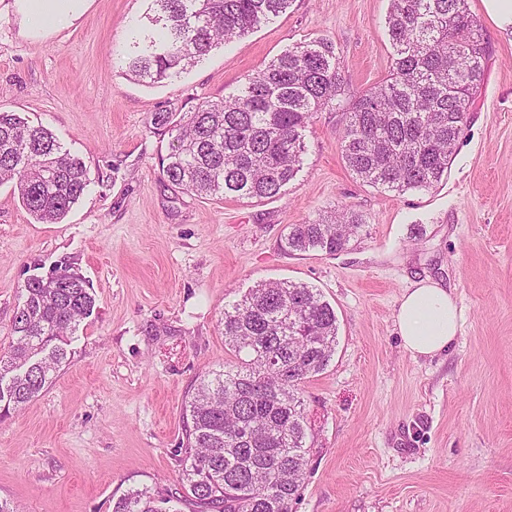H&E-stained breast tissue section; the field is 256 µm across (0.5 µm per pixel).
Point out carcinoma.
<instances>
[{
	"mask_svg": "<svg viewBox=\"0 0 512 512\" xmlns=\"http://www.w3.org/2000/svg\"><path fill=\"white\" fill-rule=\"evenodd\" d=\"M128 74L148 84L173 80L214 48L285 12L291 0H153ZM386 24L394 57L388 78L350 94L340 52L315 38L285 50L248 76L237 92L207 101L175 123L162 171L204 197L262 200L278 195L303 163L314 113L347 96L339 136L354 175L398 193L428 190L448 174L467 112L475 102L487 42L466 0H390ZM14 184L23 206L42 224H57L89 185L84 162L42 125L0 112V184ZM338 207L293 224L290 252L342 251L361 226ZM9 352L0 356V411H20L52 384L71 358V338L95 305L87 280L67 268L26 281ZM223 333L234 360L200 379L186 402V465L180 485L197 512H291L308 465L310 426L303 384L336 351L335 309L304 283L264 281L224 306ZM181 496V497H183ZM181 497L148 489L127 492L112 512H166Z\"/></svg>",
	"mask_w": 512,
	"mask_h": 512,
	"instance_id": "obj_1",
	"label": "carcinoma"
}]
</instances>
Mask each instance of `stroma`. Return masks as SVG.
<instances>
[{"mask_svg":"<svg viewBox=\"0 0 512 512\" xmlns=\"http://www.w3.org/2000/svg\"><path fill=\"white\" fill-rule=\"evenodd\" d=\"M468 8L489 58L447 176L404 193L358 179L337 106L315 114L294 179L256 201L172 185L162 161L173 137L156 113L182 119L315 37L335 43L350 91H367L391 70L389 0H292L154 85L126 68L151 0H89L42 36L0 0V110L48 127L90 180L58 224L36 222L0 185V355L28 278L66 266L96 298L53 383L0 420V499L21 512H112L128 490L178 489L185 402L232 357L224 307L279 280L318 288L338 324L329 365L304 387L312 452L292 512H512V28L481 0ZM339 207L363 219L343 251L285 250L290 225ZM427 277L452 289L462 324L448 352L416 358L395 315Z\"/></svg>","mask_w":512,"mask_h":512,"instance_id":"stroma-1","label":"stroma"}]
</instances>
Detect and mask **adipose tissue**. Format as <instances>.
I'll use <instances>...</instances> for the list:
<instances>
[{
  "instance_id": "ef3b65f1",
  "label": "adipose tissue",
  "mask_w": 512,
  "mask_h": 512,
  "mask_svg": "<svg viewBox=\"0 0 512 512\" xmlns=\"http://www.w3.org/2000/svg\"><path fill=\"white\" fill-rule=\"evenodd\" d=\"M88 0H15L33 33L44 34L73 22L85 11ZM462 315L450 289L425 279L405 288L395 316L404 349L413 357H432L455 342Z\"/></svg>"
}]
</instances>
